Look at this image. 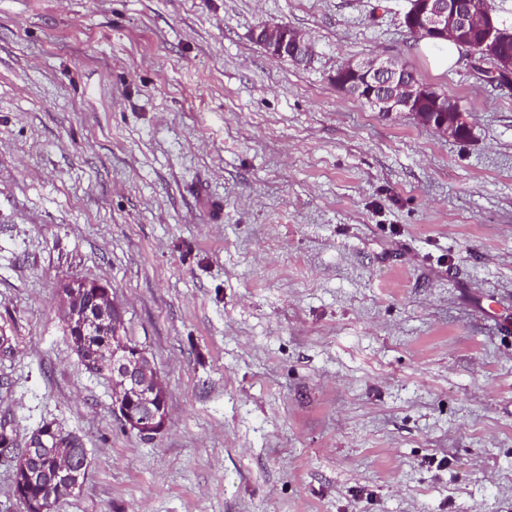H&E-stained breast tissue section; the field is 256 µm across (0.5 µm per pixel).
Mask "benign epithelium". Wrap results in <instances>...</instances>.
Returning a JSON list of instances; mask_svg holds the SVG:
<instances>
[{
    "label": "benign epithelium",
    "instance_id": "benign-epithelium-1",
    "mask_svg": "<svg viewBox=\"0 0 512 512\" xmlns=\"http://www.w3.org/2000/svg\"><path fill=\"white\" fill-rule=\"evenodd\" d=\"M411 3L404 18L408 30L457 43L472 68L487 74L496 86L512 89V55L496 54L499 43L512 41V31L497 25L494 11L477 7L475 0H411ZM471 32L481 34L483 41L465 42ZM254 36L269 54L279 59L311 47L304 32L286 24L263 23L255 29ZM332 81L342 92L354 88L378 112L390 115L404 112L446 138L462 140L469 136L470 129L459 108L430 87L406 77L389 58L350 62L336 72ZM113 305L111 289L99 281L87 280L80 287L73 284L60 289L61 308L73 309L68 317L69 333L81 343L98 338L99 353L111 363L113 411L131 430L153 437L167 426V412L156 399L165 391V384L152 372L145 350L112 339V328L121 319V313L112 311ZM3 458L10 459L14 469H20L22 454L9 438L0 442V460ZM15 494L27 512H45L42 498L31 496L27 485H15Z\"/></svg>",
    "mask_w": 512,
    "mask_h": 512
}]
</instances>
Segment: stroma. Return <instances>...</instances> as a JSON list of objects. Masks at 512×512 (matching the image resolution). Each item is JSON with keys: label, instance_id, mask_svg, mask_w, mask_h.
<instances>
[{"label": "stroma", "instance_id": "stroma-1", "mask_svg": "<svg viewBox=\"0 0 512 512\" xmlns=\"http://www.w3.org/2000/svg\"><path fill=\"white\" fill-rule=\"evenodd\" d=\"M408 7L0 0V418L81 437L53 512H512V91L434 74ZM374 56L470 137L332 83ZM75 278L153 359L155 437L72 351ZM254 36L269 54L279 59L297 55L312 45L304 32L285 24L263 23L255 29Z\"/></svg>", "mask_w": 512, "mask_h": 512}]
</instances>
